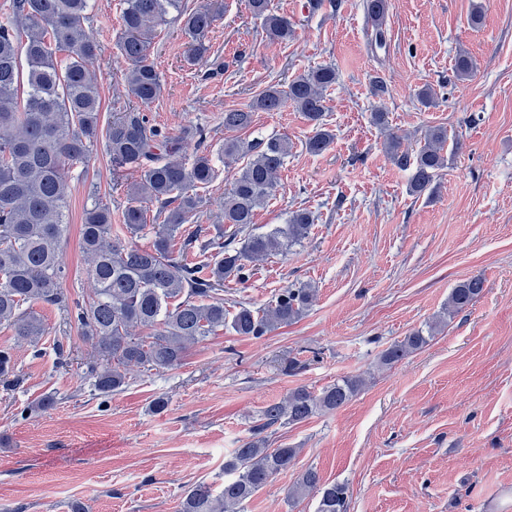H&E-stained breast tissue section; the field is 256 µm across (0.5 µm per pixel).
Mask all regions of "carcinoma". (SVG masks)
<instances>
[{"instance_id":"1","label":"carcinoma","mask_w":512,"mask_h":512,"mask_svg":"<svg viewBox=\"0 0 512 512\" xmlns=\"http://www.w3.org/2000/svg\"><path fill=\"white\" fill-rule=\"evenodd\" d=\"M271 0H249L252 13L262 18L271 41L295 37L294 24L272 13ZM91 0H10L0 12V325L14 331L15 341L37 347L48 329L33 305L44 303L67 312L92 342L86 373L101 396H109L128 383L132 367L146 371L180 366L188 348L219 328L239 336L260 338L278 325L288 324L311 304L315 289L308 284L281 290L270 305L254 310L240 305L234 313L224 308V280L240 282L250 276L249 264L284 254L308 238L314 217L306 208L291 212L286 223L265 234H249L243 245L237 237L248 231L255 212L274 197L279 172L288 157L286 137H271L245 146L224 144V154L248 155L246 164L231 174L224 193V223L231 234L210 236L199 228L174 243L183 225L196 214L200 199L193 190L217 177L206 154L187 163L190 146L203 144V130L193 124L168 136L147 113L130 107L107 125L100 120V96L95 64L99 42L85 28ZM390 0H365L375 47L385 43ZM175 15L182 33L191 41L188 60L203 59L209 49L208 34L216 15L203 8L190 10L182 0H121L120 54L128 61L125 88L133 102L148 107L162 92L159 72L150 60L157 27ZM470 56L455 58L457 79L473 74ZM336 84V69L320 65L289 81L261 91L246 108L224 111V128L242 130L257 112H278L292 104L312 126L306 141L315 155L326 151L333 135L323 123L326 92ZM417 151L402 148L401 136L391 133L386 150L391 163L411 171L409 193L421 196L434 187L446 167L448 133L430 126ZM103 145L114 171H132L138 180L121 211V228L112 224L111 203L96 198L86 208L81 224V246L94 283L86 301L69 303L64 285L68 269L59 260L68 224L65 208L68 172L88 162ZM159 204L163 223L147 222L146 203ZM152 238L139 247L125 237ZM484 286L473 276L453 288L448 315L477 299ZM147 330L145 336L136 330ZM433 330L416 331L389 346L381 356L392 365L423 348ZM14 371L11 347L0 348V378ZM361 379H344L315 394L304 386L281 402L267 405L258 432L276 424H298L323 410L344 406L362 386ZM299 449L268 447L252 438L235 449L224 463V489L217 492L199 483L187 492L180 512H235L264 488L273 476L290 467ZM319 494L317 512H347L348 489L324 484L313 468L301 472L288 499L297 501Z\"/></svg>"}]
</instances>
